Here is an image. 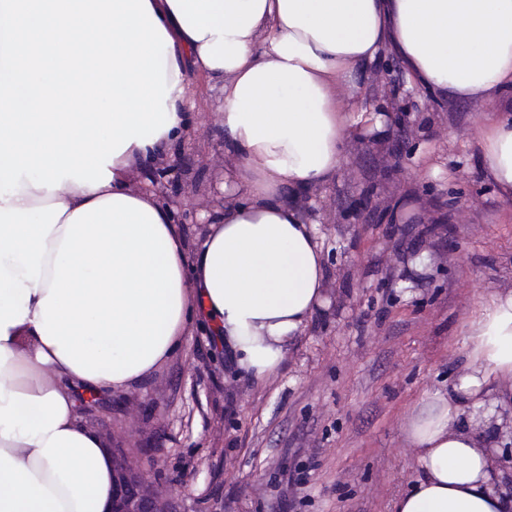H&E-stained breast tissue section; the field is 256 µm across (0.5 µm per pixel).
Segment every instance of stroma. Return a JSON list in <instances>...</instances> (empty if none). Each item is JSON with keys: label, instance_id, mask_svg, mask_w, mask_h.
<instances>
[{"label": "stroma", "instance_id": "35a3bbf8", "mask_svg": "<svg viewBox=\"0 0 512 512\" xmlns=\"http://www.w3.org/2000/svg\"><path fill=\"white\" fill-rule=\"evenodd\" d=\"M343 82L345 97L392 117L383 130L351 128L337 176L297 202L316 223L327 267L325 305L290 343L279 372L263 382L239 374L207 322L192 321L182 346L141 384L112 395L92 430L120 429L138 399V458L174 488L179 512H280L289 474L303 478L287 512H393L415 475L403 425L427 394L448 390L464 362L467 323L480 302L512 291V203L486 183L469 145L477 100L436 110L427 96L406 100L392 73ZM189 129L177 140L180 166L162 204L207 205L233 194L237 162L202 166L223 154L220 81L188 73ZM405 173H393L402 143ZM469 200L459 223L449 200ZM369 201V218L354 204Z\"/></svg>", "mask_w": 512, "mask_h": 512}]
</instances>
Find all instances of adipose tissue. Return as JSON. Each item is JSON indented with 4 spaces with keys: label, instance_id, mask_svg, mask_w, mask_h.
<instances>
[{
    "label": "adipose tissue",
    "instance_id": "adipose-tissue-1",
    "mask_svg": "<svg viewBox=\"0 0 512 512\" xmlns=\"http://www.w3.org/2000/svg\"><path fill=\"white\" fill-rule=\"evenodd\" d=\"M172 40L175 122L131 143L90 188L66 179L0 201V512H112V457L80 419L75 392L127 390L178 350L204 316L232 362L260 381L323 304L314 225L284 188L340 173L350 119L382 116L340 92L357 69L399 59L434 98L494 104L470 146L512 200V0H149ZM223 82L240 200L186 256L170 207L126 174L165 152L187 121L186 67ZM465 364L404 431L416 476L394 512H512V292L471 321Z\"/></svg>",
    "mask_w": 512,
    "mask_h": 512
}]
</instances>
